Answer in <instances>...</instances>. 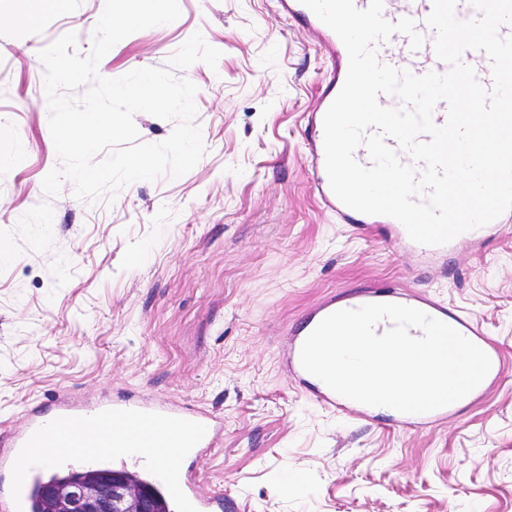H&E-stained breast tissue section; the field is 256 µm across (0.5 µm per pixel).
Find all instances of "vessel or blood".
<instances>
[{"mask_svg":"<svg viewBox=\"0 0 512 512\" xmlns=\"http://www.w3.org/2000/svg\"><path fill=\"white\" fill-rule=\"evenodd\" d=\"M279 6L291 19L321 39L332 60L325 90L311 115L316 133L310 144L311 163L317 171L315 191L325 208L336 211L344 222L354 225L357 230H383L387 239L429 256H441L448 250L463 248L490 237L498 231L501 221L512 219L511 209L503 213L501 220L464 232L449 244L427 246L412 242L404 226L392 217L367 215L345 206L329 185L323 121L345 82L348 53L336 33L300 0H279ZM431 10L432 0H384V17L391 22L405 17L413 19L423 37V44L420 49L411 50L408 36L394 34L377 48L382 63L416 75L447 72V64L439 60L434 51L435 33L426 23ZM462 60L475 69L477 79L485 89H492V63L486 53L469 50L463 54ZM374 303L413 307L446 322L488 355L490 376L503 374L504 364L479 323L449 310L444 301L429 293L404 296L391 289L347 300L331 297L308 310L302 319L287 329L288 340L282 350V363L291 380L301 384L312 401L366 416L374 414V407L345 398L323 382L314 381L300 361L305 339L325 317L340 310ZM447 418L448 410L444 407L421 414L399 412L395 415L396 421L405 427L438 424ZM223 431V417L166 400L128 399L120 403L101 402L88 406L67 397L56 398L50 414L32 413L21 430L0 443V471L7 478V495L0 499V506L5 512H33L36 506L34 492L50 469L62 465H90L109 455L128 454L137 469L161 486L165 499L177 512H228L230 504L223 493L202 490L195 467L197 460L218 445ZM158 448L175 449L178 456L192 458L193 464L184 470L153 464V454Z\"/></svg>","mask_w":512,"mask_h":512,"instance_id":"b4317fda","label":"vessel or blood"}]
</instances>
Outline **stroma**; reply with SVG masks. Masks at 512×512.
<instances>
[{"label":"stroma","mask_w":512,"mask_h":512,"mask_svg":"<svg viewBox=\"0 0 512 512\" xmlns=\"http://www.w3.org/2000/svg\"><path fill=\"white\" fill-rule=\"evenodd\" d=\"M105 0H0V437L59 395L133 391L224 418L198 463L240 512H512V222L436 260L357 234L317 199L309 115L331 62L275 0H179L173 23L135 32L98 71L166 67L194 33L222 53L180 75L198 92L205 154L180 177L114 201L42 187L60 161L42 49L88 54ZM405 285L476 318L505 373L446 422L406 428L325 408L287 378L286 328L333 294Z\"/></svg>","instance_id":"obj_1"}]
</instances>
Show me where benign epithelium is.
Returning <instances> with one entry per match:
<instances>
[{"mask_svg":"<svg viewBox=\"0 0 512 512\" xmlns=\"http://www.w3.org/2000/svg\"><path fill=\"white\" fill-rule=\"evenodd\" d=\"M61 495L63 512H151L148 490L129 482L121 471L94 482H75Z\"/></svg>","mask_w":512,"mask_h":512,"instance_id":"7a95c632","label":"benign epithelium"}]
</instances>
